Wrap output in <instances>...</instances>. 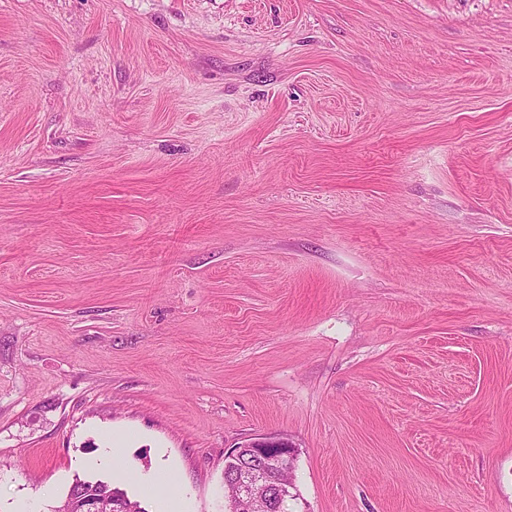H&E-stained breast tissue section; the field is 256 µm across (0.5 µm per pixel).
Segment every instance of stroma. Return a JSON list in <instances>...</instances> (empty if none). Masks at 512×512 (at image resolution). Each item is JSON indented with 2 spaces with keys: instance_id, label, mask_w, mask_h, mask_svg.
Here are the masks:
<instances>
[{
  "instance_id": "35a3bbf8",
  "label": "stroma",
  "mask_w": 512,
  "mask_h": 512,
  "mask_svg": "<svg viewBox=\"0 0 512 512\" xmlns=\"http://www.w3.org/2000/svg\"><path fill=\"white\" fill-rule=\"evenodd\" d=\"M258 436L512 512V0H0V512Z\"/></svg>"
}]
</instances>
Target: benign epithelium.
<instances>
[{
    "label": "benign epithelium",
    "mask_w": 512,
    "mask_h": 512,
    "mask_svg": "<svg viewBox=\"0 0 512 512\" xmlns=\"http://www.w3.org/2000/svg\"><path fill=\"white\" fill-rule=\"evenodd\" d=\"M296 450L285 439L252 438L225 455L224 473L234 479L235 494L248 499L263 491L271 502V512H286L288 502L295 498L293 483L282 474L293 472ZM64 512H130L125 499L101 493L85 484L69 494Z\"/></svg>",
    "instance_id": "1"
}]
</instances>
